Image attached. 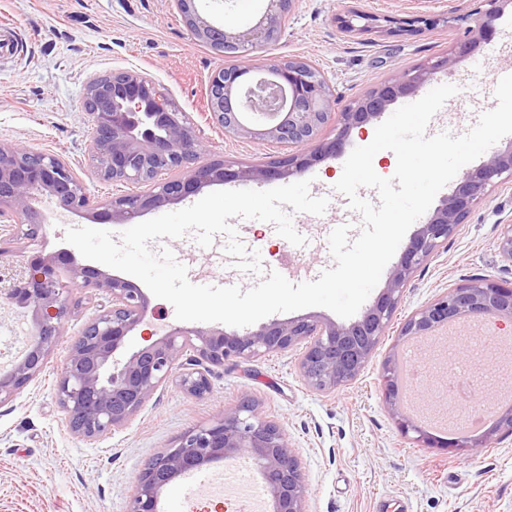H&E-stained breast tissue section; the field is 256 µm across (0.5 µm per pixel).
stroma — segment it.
<instances>
[{"label":"stroma","mask_w":512,"mask_h":512,"mask_svg":"<svg viewBox=\"0 0 512 512\" xmlns=\"http://www.w3.org/2000/svg\"><path fill=\"white\" fill-rule=\"evenodd\" d=\"M378 18V31L347 36L336 19L348 6ZM218 24L240 29L254 24L263 0H198ZM484 0H294L280 38L258 49L257 62L305 58L314 62L340 105L353 103L399 72L453 53L476 29ZM420 16L436 27L403 28ZM12 30L14 48L0 54V141L59 156L71 164L87 190L107 200L143 192V185L113 184L99 177L87 158L91 123L82 112L88 78L112 71L149 74L160 90L187 112L207 145V159L250 166L279 159L285 149L266 141L225 135L209 119L206 89L224 59L195 40L172 0H0V23ZM496 78H474L456 120L438 111L435 132L455 135L478 120L483 103H495ZM341 213L328 208L302 231L308 273L332 267L325 243ZM512 224V186L492 189L445 249L415 274L390 327L359 375L332 392L308 387L300 374L305 351L298 345L254 360L213 369L205 397L168 383L129 425L86 441L68 430L55 396L68 344L96 312V299L73 292L79 303L42 374L0 405V512H126L145 458L175 446L189 428L208 424L250 394L257 411L285 431L307 487L308 512H512V435L496 434L486 447H450L447 435L430 443L403 436L383 400L380 380L390 356L407 355L427 385H440L449 365L471 363L488 343L473 326H459L448 340L453 363L435 364L427 345L409 347L400 330L414 311L446 289L474 278L512 284V268L498 253L501 225ZM121 235L123 225L87 213L51 224L43 237L22 239L23 257L50 256L65 248L68 227ZM243 237L259 251L264 270L282 271L290 244L258 220L244 223ZM223 236L200 247L193 235L152 242L175 258L191 255L190 279L201 285L255 286L224 251Z\"/></svg>","instance_id":"stroma-1"}]
</instances>
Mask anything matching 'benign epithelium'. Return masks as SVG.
I'll list each match as a JSON object with an SVG mask.
<instances>
[{
    "label": "benign epithelium",
    "instance_id": "7a95c632",
    "mask_svg": "<svg viewBox=\"0 0 512 512\" xmlns=\"http://www.w3.org/2000/svg\"><path fill=\"white\" fill-rule=\"evenodd\" d=\"M191 34L230 63L210 76L206 98L212 121L224 134L281 144L288 154L268 165L236 167L202 161L203 144L186 113L176 109L146 73L127 70L94 75L85 84L82 111L91 118L87 154L105 181L144 184V193L115 196L100 203L90 195L72 166L55 155L0 142V303L31 312L32 339L8 369L0 367V405L13 399L43 372L70 319V289L91 290L107 299L72 338L55 395L69 431L83 440L104 438L128 425L147 400L174 381L188 394L211 392V367L229 360L261 358L306 344L300 362L306 384L331 392L364 368L390 326L416 271L448 243L474 206L505 179L512 180V144L491 150L465 170L452 190L429 214L391 269L386 287L361 317L338 325L310 317L273 322L255 331L228 334L224 329L168 328L127 358L118 354L127 336L152 331L155 315L141 289L128 280L79 263L64 252L57 257L17 259L13 242L43 235L47 217L42 197L67 216L99 210L113 224L184 201L210 185L267 182L299 174L340 157L355 130L381 117L397 99L450 72L454 58L444 56L407 70L364 98L335 112L338 100L324 76L306 59L256 64L254 52L278 40L293 0H266L258 22L237 30L212 23L197 0H172ZM479 33L496 28L512 0H484ZM365 14L349 8L338 18L344 33L366 32L356 25ZM338 122L336 136L322 131ZM503 261L512 265V224L498 235ZM494 319L512 332V286L473 279L449 288L408 316L402 336H430L440 325ZM385 402L397 409V362L381 376ZM400 431L430 442L409 416ZM229 454H246L260 469L275 502V512H307L306 483L286 434L261 417L252 396L243 394L220 419L189 429L178 444L145 460L127 512H158L162 490L175 479Z\"/></svg>",
    "mask_w": 512,
    "mask_h": 512
}]
</instances>
